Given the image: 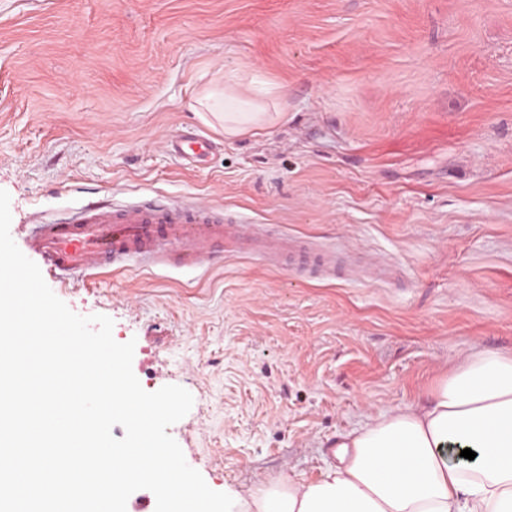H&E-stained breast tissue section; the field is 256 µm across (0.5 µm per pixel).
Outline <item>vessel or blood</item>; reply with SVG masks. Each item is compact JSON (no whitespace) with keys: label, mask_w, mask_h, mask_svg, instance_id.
<instances>
[{"label":"vessel or blood","mask_w":512,"mask_h":512,"mask_svg":"<svg viewBox=\"0 0 512 512\" xmlns=\"http://www.w3.org/2000/svg\"><path fill=\"white\" fill-rule=\"evenodd\" d=\"M165 147L199 161L208 142L176 135L166 140ZM26 245L64 278L120 269L133 260L159 266L174 256L180 266L199 268L220 251L262 258H296L304 251L295 242L255 236L247 225L226 220L219 207L148 201L84 206L62 222L36 225Z\"/></svg>","instance_id":"1"}]
</instances>
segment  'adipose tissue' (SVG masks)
Masks as SVG:
<instances>
[{"label":"adipose tissue","instance_id":"ef3b65f1","mask_svg":"<svg viewBox=\"0 0 512 512\" xmlns=\"http://www.w3.org/2000/svg\"><path fill=\"white\" fill-rule=\"evenodd\" d=\"M244 80L226 77L199 101L228 138L286 117L279 85ZM466 448L474 459L461 457ZM224 512H512V352L470 351L423 402L346 433L337 464L317 480L230 492Z\"/></svg>","mask_w":512,"mask_h":512}]
</instances>
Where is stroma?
Here are the masks:
<instances>
[{
  "mask_svg": "<svg viewBox=\"0 0 512 512\" xmlns=\"http://www.w3.org/2000/svg\"><path fill=\"white\" fill-rule=\"evenodd\" d=\"M287 121L225 138L224 73ZM202 135L204 169L165 149ZM0 189L24 246L91 199L207 202L335 267L219 255L44 280L134 341L170 435L216 491L318 479L341 436L422 402L471 348L512 351V0H0Z\"/></svg>",
  "mask_w": 512,
  "mask_h": 512,
  "instance_id": "obj_1",
  "label": "stroma"
}]
</instances>
